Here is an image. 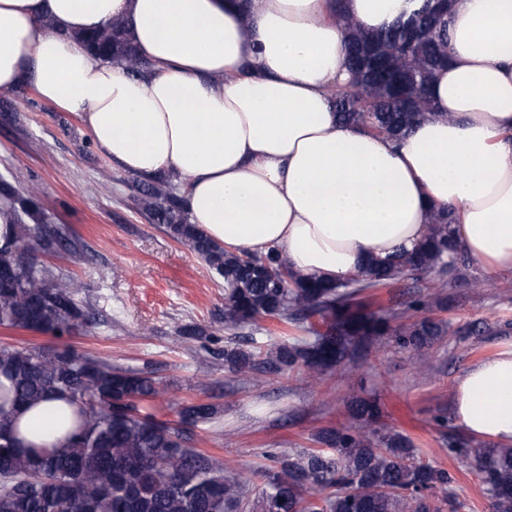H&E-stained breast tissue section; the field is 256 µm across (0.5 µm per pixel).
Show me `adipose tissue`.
<instances>
[{
  "label": "adipose tissue",
  "mask_w": 512,
  "mask_h": 512,
  "mask_svg": "<svg viewBox=\"0 0 512 512\" xmlns=\"http://www.w3.org/2000/svg\"><path fill=\"white\" fill-rule=\"evenodd\" d=\"M412 0H0V90L32 83L79 115L99 153L141 177L177 175L190 221L234 252L278 250L339 281L415 249L434 210L490 280L512 275V0H453L433 118L394 141L339 120L344 19L394 23ZM248 20H241V10ZM123 19L154 63L128 75L79 32ZM22 411L25 446L65 449L67 410ZM453 423L512 446V350L459 379Z\"/></svg>",
  "instance_id": "1"
}]
</instances>
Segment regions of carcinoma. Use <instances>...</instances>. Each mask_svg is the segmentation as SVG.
I'll list each match as a JSON object with an SVG mask.
<instances>
[{
	"mask_svg": "<svg viewBox=\"0 0 512 512\" xmlns=\"http://www.w3.org/2000/svg\"><path fill=\"white\" fill-rule=\"evenodd\" d=\"M452 0H419L391 26L374 30L346 22L350 81L334 88L341 121L398 138L434 115L428 94L448 63V14ZM104 63L128 74L154 70L115 18L97 31L78 33ZM18 173L0 177V209L9 212L14 234L0 245V326L70 334L90 318L79 300L81 285L18 252L24 243L54 253L69 245L49 222L47 205L23 192ZM132 197L152 220L189 246L224 278V323L229 329L261 318L304 323L311 339L275 343L266 352L224 347L231 373H280L303 367L316 384L331 369L353 360L381 337L420 352L448 333V323L425 314L427 302L455 300L456 289L478 294L484 279L462 272L464 252L443 210L433 213L429 233L413 253L387 265L370 263L340 283L301 277L280 259L231 253L190 223L180 185L171 177L134 178ZM425 291L379 314L369 310L381 288L405 285ZM0 512H456L454 499L436 498L453 481L448 470L420 460L413 442L380 431L377 401L351 402L347 421L321 430L318 448L272 456L257 499L246 482L215 457L186 446V430L211 420L209 403L182 406L174 424L143 403L163 393L145 372L122 370L78 353L0 346ZM74 406L68 447L25 448L14 434L23 408L50 397ZM473 462L491 499L492 512H512V446L476 444Z\"/></svg>",
	"mask_w": 512,
	"mask_h": 512,
	"instance_id": "carcinoma-1",
	"label": "carcinoma"
}]
</instances>
